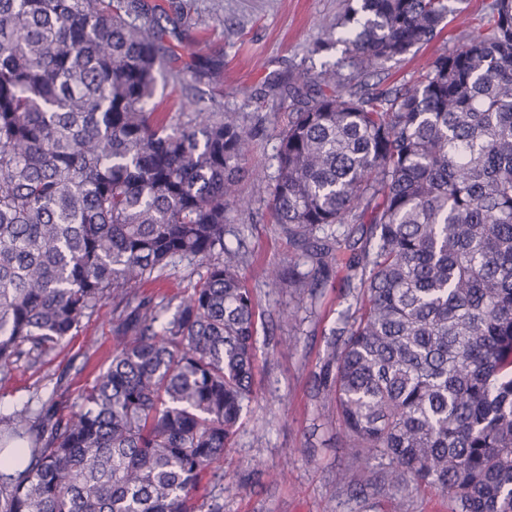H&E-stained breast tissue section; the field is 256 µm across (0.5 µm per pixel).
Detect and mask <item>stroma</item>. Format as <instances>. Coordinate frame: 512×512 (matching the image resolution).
I'll return each instance as SVG.
<instances>
[{
  "label": "stroma",
  "mask_w": 512,
  "mask_h": 512,
  "mask_svg": "<svg viewBox=\"0 0 512 512\" xmlns=\"http://www.w3.org/2000/svg\"><path fill=\"white\" fill-rule=\"evenodd\" d=\"M160 7L163 44L171 55L156 96L177 111L185 96H199L219 112H235L251 128V175L241 183L252 200L249 210L231 212L224 241L241 245L250 258L244 269L259 306L255 341V395L245 405L236 434L224 450L221 486L204 483L198 512H448V499L436 487L405 490L390 485L388 459H355L336 441L337 411L319 385L327 370L328 344L339 311L351 301L350 273L338 266L323 273L314 291L294 292L268 280L271 264H291L300 277L311 265L295 248L268 206L277 173L276 115L289 99L273 87L277 77L318 76L344 57L320 43L335 31L347 0H148ZM434 47L385 61L361 80L363 88L393 89L426 71ZM224 62V81L198 78L193 63L202 57ZM208 266L180 263L148 281L141 293L153 301L179 302L202 280ZM293 310L294 324L278 318ZM114 333L108 311L83 321L76 336L43 356L36 366L19 363L0 382V414L33 398L54 396L60 414L73 410L79 395L107 365ZM356 472L352 487L339 485L336 473Z\"/></svg>",
  "instance_id": "obj_1"
}]
</instances>
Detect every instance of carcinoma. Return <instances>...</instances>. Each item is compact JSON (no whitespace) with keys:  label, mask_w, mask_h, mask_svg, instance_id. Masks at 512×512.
<instances>
[{"label":"carcinoma","mask_w":512,"mask_h":512,"mask_svg":"<svg viewBox=\"0 0 512 512\" xmlns=\"http://www.w3.org/2000/svg\"><path fill=\"white\" fill-rule=\"evenodd\" d=\"M355 71L288 86L273 220L316 288L360 273L340 314L338 439L386 457L389 482L435 486L452 512H512V0L427 73L356 91L382 62L442 38L450 0H355ZM144 0H0V380L112 301L108 366L64 416L48 399L0 415V512H195L254 395L257 304L224 244L253 135L234 112L156 100L167 64ZM218 59L198 61L220 77ZM371 225L346 254L333 226ZM208 262L182 297L140 288Z\"/></svg>","instance_id":"carcinoma-1"}]
</instances>
